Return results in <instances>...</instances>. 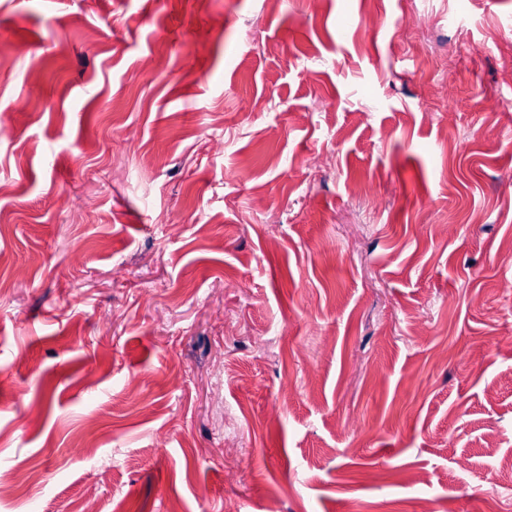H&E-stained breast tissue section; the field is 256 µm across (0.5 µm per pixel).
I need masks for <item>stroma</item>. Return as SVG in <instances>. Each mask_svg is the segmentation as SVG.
Masks as SVG:
<instances>
[{"label":"stroma","instance_id":"35a3bbf8","mask_svg":"<svg viewBox=\"0 0 512 512\" xmlns=\"http://www.w3.org/2000/svg\"><path fill=\"white\" fill-rule=\"evenodd\" d=\"M16 468L0 512H512V0H0Z\"/></svg>","mask_w":512,"mask_h":512}]
</instances>
